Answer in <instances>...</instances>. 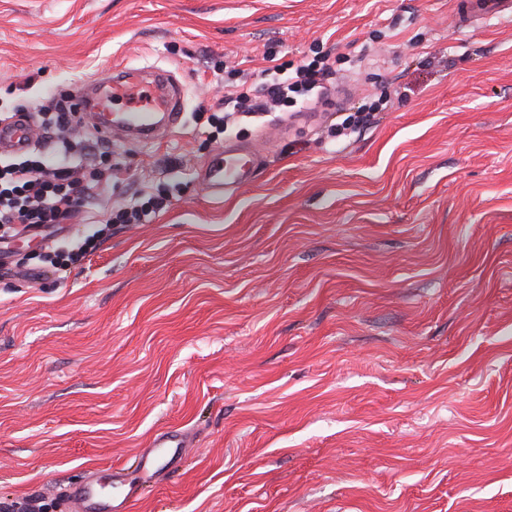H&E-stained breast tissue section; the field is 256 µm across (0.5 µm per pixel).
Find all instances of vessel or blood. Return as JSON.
<instances>
[{
	"mask_svg": "<svg viewBox=\"0 0 512 512\" xmlns=\"http://www.w3.org/2000/svg\"><path fill=\"white\" fill-rule=\"evenodd\" d=\"M511 18L512 0H458V20L472 27L490 18ZM68 101L83 119L102 135L114 133L155 141L162 132L174 131L180 123L184 100L176 80L168 71L154 68H118L100 72L96 79L75 86ZM32 143L27 114L0 126V154H18ZM257 156L252 146L228 144L203 167L202 182L215 199L253 183ZM191 442L178 430L155 436L138 460L142 472H150L157 454L168 456L169 467H177L189 452ZM137 490L114 496L103 493L98 478L91 477L70 488L67 512H134Z\"/></svg>",
	"mask_w": 512,
	"mask_h": 512,
	"instance_id": "b4317fda",
	"label": "vessel or blood"
}]
</instances>
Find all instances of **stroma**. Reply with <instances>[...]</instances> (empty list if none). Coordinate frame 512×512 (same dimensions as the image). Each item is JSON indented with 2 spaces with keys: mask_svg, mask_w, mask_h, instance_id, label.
I'll list each match as a JSON object with an SVG mask.
<instances>
[{
  "mask_svg": "<svg viewBox=\"0 0 512 512\" xmlns=\"http://www.w3.org/2000/svg\"><path fill=\"white\" fill-rule=\"evenodd\" d=\"M456 2L0 0V113L109 66L171 71L185 100L176 133L112 137L110 179L64 228L11 240L0 505L62 512L112 467L136 512H512V19L464 28ZM315 46L333 87L220 139L198 121L225 66L252 80ZM235 140L257 177L211 199L199 170ZM141 192L171 205L37 275ZM173 427L193 454L141 475Z\"/></svg>",
  "mask_w": 512,
  "mask_h": 512,
  "instance_id": "stroma-1",
  "label": "stroma"
}]
</instances>
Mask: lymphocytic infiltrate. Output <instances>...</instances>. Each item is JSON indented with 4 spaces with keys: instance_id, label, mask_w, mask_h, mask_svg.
<instances>
[{
    "instance_id": "f902f5d3",
    "label": "lymphocytic infiltrate",
    "mask_w": 512,
    "mask_h": 512,
    "mask_svg": "<svg viewBox=\"0 0 512 512\" xmlns=\"http://www.w3.org/2000/svg\"><path fill=\"white\" fill-rule=\"evenodd\" d=\"M335 75V60L318 51L294 74L277 65L262 70L263 92L258 95L237 84L235 71L229 70L224 74L223 112H275L293 106L299 95L326 88ZM72 122L73 114L66 109L41 113L31 150L0 160V229L65 223L92 184L102 181V171L88 176L73 163Z\"/></svg>"
}]
</instances>
